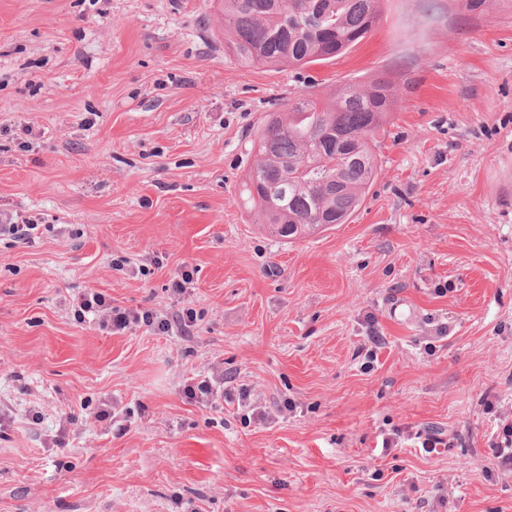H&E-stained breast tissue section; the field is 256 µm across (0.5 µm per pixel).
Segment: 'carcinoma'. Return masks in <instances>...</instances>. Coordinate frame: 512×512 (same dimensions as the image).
Masks as SVG:
<instances>
[{
  "label": "carcinoma",
  "instance_id": "cac0c4a2",
  "mask_svg": "<svg viewBox=\"0 0 512 512\" xmlns=\"http://www.w3.org/2000/svg\"><path fill=\"white\" fill-rule=\"evenodd\" d=\"M224 50L245 65L304 68L357 45L381 0H222ZM310 84L284 112L266 115L243 194L258 223L300 239L345 223L377 177L371 146L395 100V83H348L329 94Z\"/></svg>",
  "mask_w": 512,
  "mask_h": 512
}]
</instances>
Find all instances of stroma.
Listing matches in <instances>:
<instances>
[{"instance_id":"stroma-1","label":"stroma","mask_w":512,"mask_h":512,"mask_svg":"<svg viewBox=\"0 0 512 512\" xmlns=\"http://www.w3.org/2000/svg\"><path fill=\"white\" fill-rule=\"evenodd\" d=\"M208 6L0 0V212L40 226L0 240V512H512L490 460L512 407V8L384 0L347 54L288 69L225 56ZM387 75L359 209L265 235L240 185L267 112ZM183 268L191 335L73 316L89 290L170 311ZM215 371L259 414L187 401Z\"/></svg>"}]
</instances>
